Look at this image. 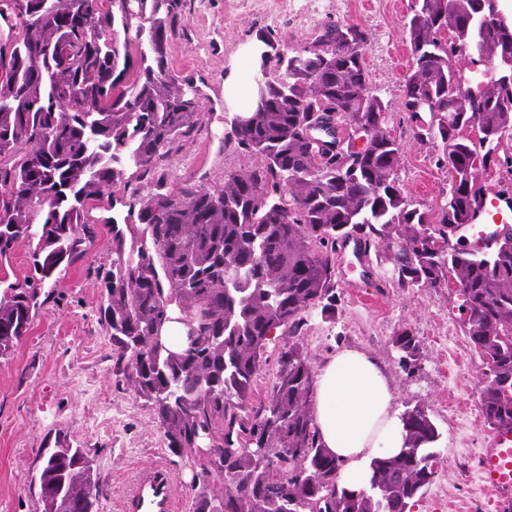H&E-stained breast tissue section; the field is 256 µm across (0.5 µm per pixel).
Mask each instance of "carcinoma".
Segmentation results:
<instances>
[{"label":"carcinoma","mask_w":512,"mask_h":512,"mask_svg":"<svg viewBox=\"0 0 512 512\" xmlns=\"http://www.w3.org/2000/svg\"><path fill=\"white\" fill-rule=\"evenodd\" d=\"M182 0H0V263L35 244L34 274L0 296V359L28 335L42 290L81 254L88 206L151 188L129 205L133 245L117 231L103 278L100 319L121 381L152 412L167 448L197 458L191 512H410L434 481L440 432L427 408L400 415L405 446L376 457L358 488L323 448L311 414L316 371L307 318L336 314V244L395 247L400 288L459 285L462 326L481 357V408L489 427L512 428V232L482 252L449 244L472 221L483 172L512 141V13L494 0H413L406 23L412 69L402 108L422 143L441 141L448 196L438 210L407 199L395 172L401 143L391 105L371 85L368 32L326 23L304 44L254 54L253 99L231 118L237 148L256 159L224 183L168 182L160 163L195 131L204 94L169 66ZM135 37L120 40L117 27ZM483 67L467 86L456 52ZM347 134L338 136L339 126ZM183 325L184 347L161 338ZM288 333L258 404L254 383L277 332ZM399 365L418 369V337L391 338ZM35 480L43 512H97L93 461L65 437L45 449Z\"/></svg>","instance_id":"1"}]
</instances>
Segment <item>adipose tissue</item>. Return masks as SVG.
I'll return each mask as SVG.
<instances>
[{"label":"adipose tissue","mask_w":512,"mask_h":512,"mask_svg":"<svg viewBox=\"0 0 512 512\" xmlns=\"http://www.w3.org/2000/svg\"><path fill=\"white\" fill-rule=\"evenodd\" d=\"M394 398L390 382L366 352L342 350L318 369L312 413L325 448L343 463V485L362 486L373 457L403 448Z\"/></svg>","instance_id":"obj_1"}]
</instances>
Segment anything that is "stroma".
I'll return each mask as SVG.
<instances>
[{
  "label": "stroma",
  "instance_id": "35a3bbf8",
  "mask_svg": "<svg viewBox=\"0 0 512 512\" xmlns=\"http://www.w3.org/2000/svg\"><path fill=\"white\" fill-rule=\"evenodd\" d=\"M413 0H340L314 9L313 0H184L174 19L170 65L204 93L193 136L165 161L174 182L204 179L216 186L229 173L254 165L231 134L233 106L224 80L246 67L259 36L275 32L287 45L312 41L320 23L352 21L369 34L365 64L373 86L391 105L389 128L403 146L396 177L413 203L435 209L448 195L450 177L437 163L440 144L415 139L401 109L409 74L405 22ZM129 196L105 194L89 205L90 228L81 255L46 290L32 328L13 355L0 359V512H42L33 477L44 448L64 435L84 448L97 473L98 512H121L133 472L167 464L190 512L198 482L195 457L173 454L150 411L116 376L112 341L98 308L101 283L112 261V218L126 213ZM391 253L371 248L355 260L351 246L337 244L336 316H312L305 342L313 366L351 348L373 355L392 384L397 410L427 407L441 438V465L412 512H490L495 497L477 473V456L492 430L480 404L482 363L464 334L455 290L401 288L390 279ZM411 328L420 340L421 367L407 376L392 346L394 332Z\"/></svg>",
  "mask_w": 512,
  "mask_h": 512
}]
</instances>
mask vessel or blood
Listing matches in <instances>:
<instances>
[{
    "instance_id": "obj_1",
    "label": "vessel or blood",
    "mask_w": 512,
    "mask_h": 512,
    "mask_svg": "<svg viewBox=\"0 0 512 512\" xmlns=\"http://www.w3.org/2000/svg\"><path fill=\"white\" fill-rule=\"evenodd\" d=\"M512 222V212L502 205L499 191H488L465 233L486 238L490 229ZM477 471L484 484L495 489L493 512H512V430L495 431L481 449ZM182 494L175 477L156 463L135 471L122 502L123 512H181Z\"/></svg>"
}]
</instances>
